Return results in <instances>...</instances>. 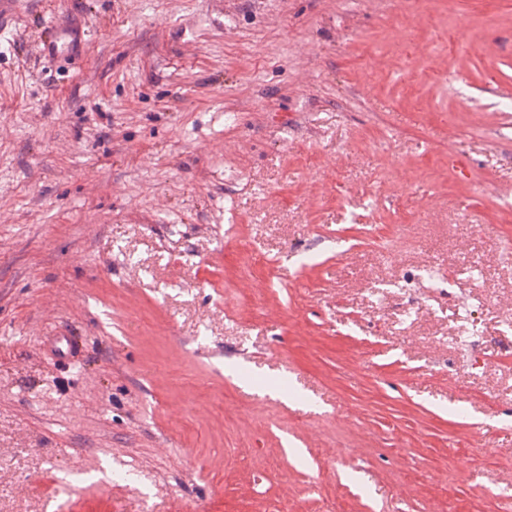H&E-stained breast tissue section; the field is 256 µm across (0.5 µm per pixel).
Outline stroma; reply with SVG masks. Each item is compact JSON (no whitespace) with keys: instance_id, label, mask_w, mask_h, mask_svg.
I'll list each match as a JSON object with an SVG mask.
<instances>
[{"instance_id":"obj_1","label":"stroma","mask_w":512,"mask_h":512,"mask_svg":"<svg viewBox=\"0 0 512 512\" xmlns=\"http://www.w3.org/2000/svg\"><path fill=\"white\" fill-rule=\"evenodd\" d=\"M51 19L90 24L77 60L40 54ZM507 492L512 0L13 8L0 512ZM47 351L58 362L73 364L79 360L82 342L69 330H63L56 336H50L46 345Z\"/></svg>"}]
</instances>
